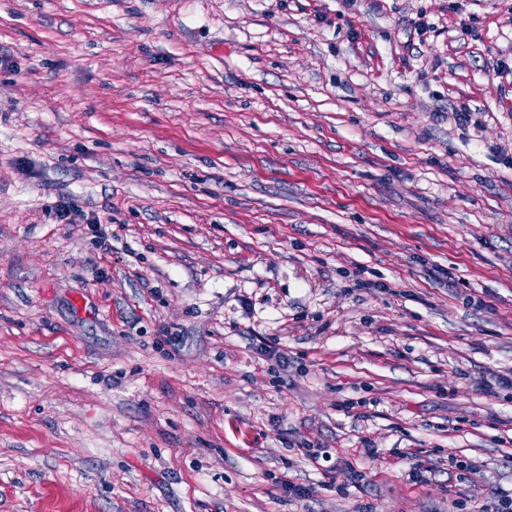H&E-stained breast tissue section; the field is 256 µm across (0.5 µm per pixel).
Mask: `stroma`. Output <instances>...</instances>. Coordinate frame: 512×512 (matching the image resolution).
I'll list each match as a JSON object with an SVG mask.
<instances>
[{"label": "stroma", "mask_w": 512, "mask_h": 512, "mask_svg": "<svg viewBox=\"0 0 512 512\" xmlns=\"http://www.w3.org/2000/svg\"><path fill=\"white\" fill-rule=\"evenodd\" d=\"M500 488L512 0H0V512Z\"/></svg>", "instance_id": "1"}]
</instances>
